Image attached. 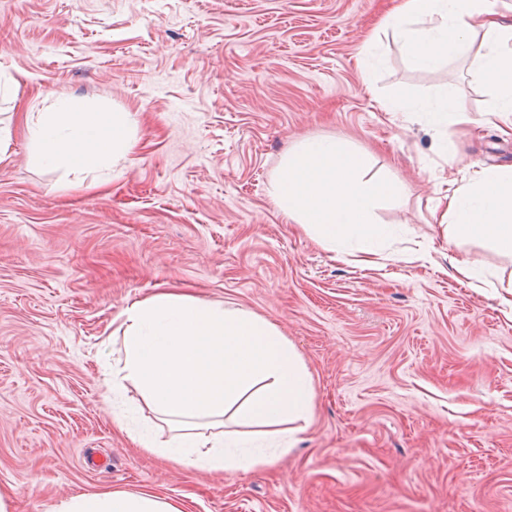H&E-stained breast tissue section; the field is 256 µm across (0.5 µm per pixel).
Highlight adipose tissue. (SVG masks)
Here are the masks:
<instances>
[{"label": "adipose tissue", "instance_id": "adipose-tissue-1", "mask_svg": "<svg viewBox=\"0 0 512 512\" xmlns=\"http://www.w3.org/2000/svg\"><path fill=\"white\" fill-rule=\"evenodd\" d=\"M417 64L436 68L450 60L469 64L475 81L492 85L488 114L512 134V22L490 0H400L382 18ZM482 41L484 52L473 49ZM38 161L49 170L78 169L133 146L127 112H89L73 97L58 96L49 111L26 118ZM439 224L449 242H485L512 259V166L480 168L439 198ZM453 275L475 290L492 289L512 309V280L481 274L455 259ZM123 359L113 389L131 384L171 433L132 436L137 447L180 467L248 471L271 463L262 442L298 433L313 415L314 383L296 347L269 321L184 293L161 290L122 313ZM256 426L257 442L227 440L225 420ZM57 512H183L169 498L125 490L83 492Z\"/></svg>", "mask_w": 512, "mask_h": 512}]
</instances>
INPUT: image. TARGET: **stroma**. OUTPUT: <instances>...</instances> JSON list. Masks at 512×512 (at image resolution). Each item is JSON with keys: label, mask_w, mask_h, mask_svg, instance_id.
Here are the masks:
<instances>
[{"label": "stroma", "mask_w": 512, "mask_h": 512, "mask_svg": "<svg viewBox=\"0 0 512 512\" xmlns=\"http://www.w3.org/2000/svg\"><path fill=\"white\" fill-rule=\"evenodd\" d=\"M388 0H0V486L15 512L75 493L165 496L185 512H512V311L452 276L467 257L431 211L475 169L512 165L491 90L454 61L419 66L374 25ZM370 60V76L355 65ZM454 89L469 125L411 111ZM67 94L131 113L134 146L77 171L34 162L25 116ZM408 105L381 110V101ZM326 137L400 194L383 256L337 259L268 188ZM450 139L449 151L439 148ZM427 261L411 260L420 247ZM169 288L278 327L315 387L288 454L248 472L183 469L112 424L99 355L121 312Z\"/></svg>", "instance_id": "obj_1"}]
</instances>
